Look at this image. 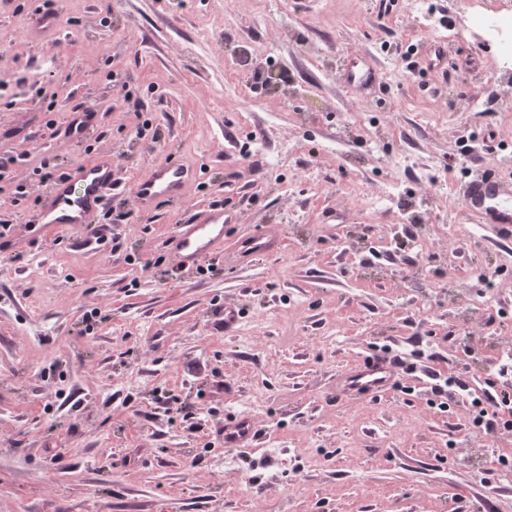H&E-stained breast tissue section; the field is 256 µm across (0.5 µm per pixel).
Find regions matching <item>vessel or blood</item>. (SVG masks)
Wrapping results in <instances>:
<instances>
[{
	"instance_id": "obj_1",
	"label": "vessel or blood",
	"mask_w": 512,
	"mask_h": 512,
	"mask_svg": "<svg viewBox=\"0 0 512 512\" xmlns=\"http://www.w3.org/2000/svg\"><path fill=\"white\" fill-rule=\"evenodd\" d=\"M338 77L347 89L356 93L374 88L378 82L373 65L355 53L343 56ZM191 178L192 173L186 166L165 160L135 178L130 193L142 208L160 201L173 202L182 198ZM117 185L111 156H101L50 186L45 193L46 204L40 221L53 228L87 227L95 223L98 214L111 201ZM459 196L464 210L475 223L496 225L501 237H512V178L491 166H480L460 185ZM167 247L183 268L198 266L211 256L223 253V206H211L179 225ZM277 248V242L261 227L254 229L241 243L242 254L249 257L271 254ZM397 377L398 372L388 357H369L337 377L336 396L343 399L366 393L377 395L394 386ZM219 437L225 447L251 448L259 442L261 433L252 418L233 416L225 418Z\"/></svg>"
}]
</instances>
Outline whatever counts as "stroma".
Wrapping results in <instances>:
<instances>
[{"instance_id":"35a3bbf8","label":"stroma","mask_w":512,"mask_h":512,"mask_svg":"<svg viewBox=\"0 0 512 512\" xmlns=\"http://www.w3.org/2000/svg\"><path fill=\"white\" fill-rule=\"evenodd\" d=\"M431 3L420 26L405 0H0V161L23 159L0 180V221L15 227L0 254V512H512L498 467L512 435L472 447L466 406L441 408L422 373L512 393L489 348L512 351V286L456 322L496 281L495 231L460 207L423 211L434 186L360 148L436 112L410 152L449 183L512 154L496 49L466 27L469 0ZM326 42L329 59L315 53ZM353 50L398 80L347 90L335 58ZM459 87L471 103L448 109ZM75 102L99 120L61 137ZM466 136L480 141L468 157ZM104 154L127 183L169 159L197 177L152 209L113 196L97 218L105 246L40 224L42 159L57 177ZM386 182L406 226L361 202ZM219 202L225 237L266 226L279 251L182 270L169 237ZM431 221L445 229L418 250ZM225 303L242 310L231 336L212 323ZM388 349L416 373L337 399L339 374ZM233 415L258 421L255 447L219 443Z\"/></svg>"}]
</instances>
